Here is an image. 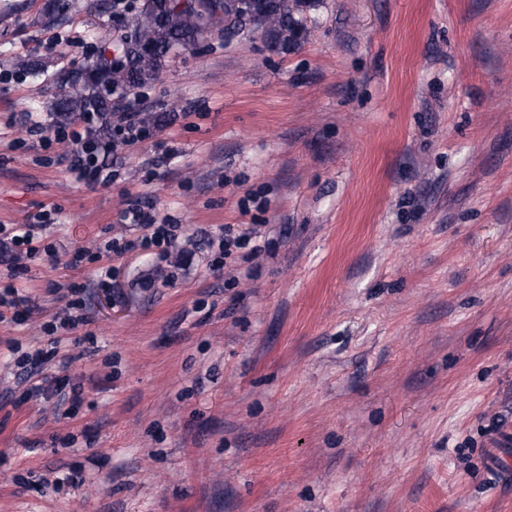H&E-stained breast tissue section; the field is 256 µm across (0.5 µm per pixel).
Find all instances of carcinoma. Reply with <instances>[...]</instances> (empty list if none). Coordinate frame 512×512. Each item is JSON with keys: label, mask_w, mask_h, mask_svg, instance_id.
Here are the masks:
<instances>
[{"label": "carcinoma", "mask_w": 512, "mask_h": 512, "mask_svg": "<svg viewBox=\"0 0 512 512\" xmlns=\"http://www.w3.org/2000/svg\"><path fill=\"white\" fill-rule=\"evenodd\" d=\"M312 0H255V12L262 21L263 36L274 49L288 52L307 36L303 9ZM204 13L178 9L173 0H140L129 18L130 34L122 41L126 65L112 66L97 59L72 75L57 81L53 111L67 116L94 112L102 118L112 114V93L129 94L155 80L175 50L195 44L203 26L219 28L231 35L243 30L235 0H202Z\"/></svg>", "instance_id": "obj_1"}]
</instances>
